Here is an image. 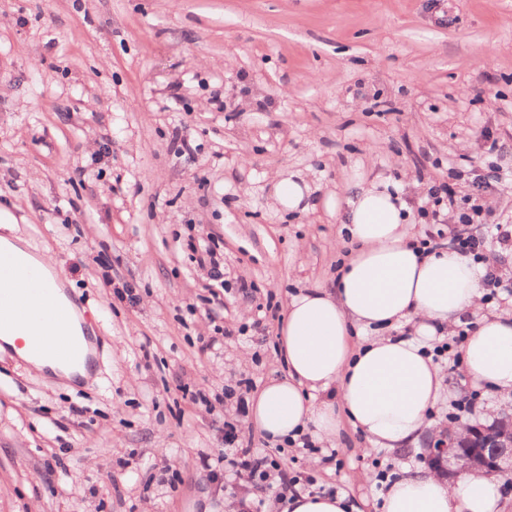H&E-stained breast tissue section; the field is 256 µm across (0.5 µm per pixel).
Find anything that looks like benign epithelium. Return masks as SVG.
<instances>
[{"mask_svg": "<svg viewBox=\"0 0 512 512\" xmlns=\"http://www.w3.org/2000/svg\"><path fill=\"white\" fill-rule=\"evenodd\" d=\"M432 471L450 480L463 473L489 477L512 475V414L505 412L490 425H467L448 431L426 449Z\"/></svg>", "mask_w": 512, "mask_h": 512, "instance_id": "7a95c632", "label": "benign epithelium"}]
</instances>
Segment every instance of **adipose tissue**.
I'll use <instances>...</instances> for the list:
<instances>
[{
    "label": "adipose tissue",
    "instance_id": "adipose-tissue-1",
    "mask_svg": "<svg viewBox=\"0 0 512 512\" xmlns=\"http://www.w3.org/2000/svg\"><path fill=\"white\" fill-rule=\"evenodd\" d=\"M405 203L388 190L360 189L340 216L353 248L335 290L312 288L291 300L280 330L286 364L252 398L249 419L273 440L314 430L333 439L342 424L373 443H415L442 391V376L427 352L437 330L463 324L480 302L481 271L454 251L428 252L410 243ZM0 251L35 268L60 301L68 296L47 260L27 241L0 236ZM416 323L411 337L382 330ZM381 334L354 341L355 329ZM469 376L512 391V313L477 320L463 347ZM499 485L466 474L447 482L419 470L392 483L384 512H499Z\"/></svg>",
    "mask_w": 512,
    "mask_h": 512
}]
</instances>
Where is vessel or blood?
I'll return each mask as SVG.
<instances>
[{
  "instance_id": "vessel-or-blood-1",
  "label": "vessel or blood",
  "mask_w": 512,
  "mask_h": 512,
  "mask_svg": "<svg viewBox=\"0 0 512 512\" xmlns=\"http://www.w3.org/2000/svg\"><path fill=\"white\" fill-rule=\"evenodd\" d=\"M36 293L46 299L42 316L54 333L30 337L29 352L45 351L65 364L91 366L94 362L91 340L80 341L69 334L70 307L54 300L51 290L35 289L25 267L0 253V332H21L27 328L31 297Z\"/></svg>"
}]
</instances>
